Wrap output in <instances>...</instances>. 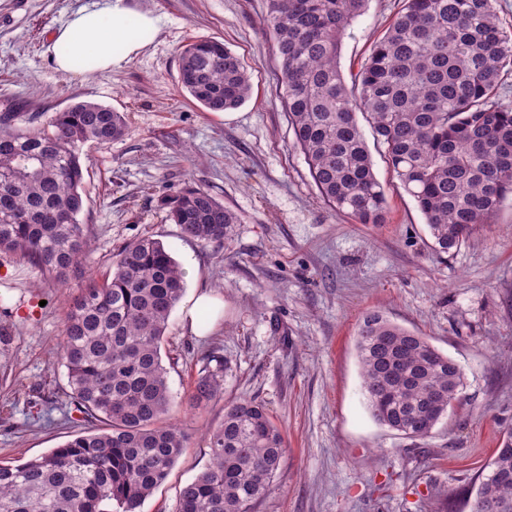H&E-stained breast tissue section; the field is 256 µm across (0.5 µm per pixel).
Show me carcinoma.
<instances>
[{"mask_svg": "<svg viewBox=\"0 0 512 512\" xmlns=\"http://www.w3.org/2000/svg\"><path fill=\"white\" fill-rule=\"evenodd\" d=\"M497 0H405L349 85L338 65L341 38L366 0H268L266 26L281 64L294 143L322 198L361 224H382L386 198L358 117L425 218L435 248L458 249L512 193V104L498 90L512 68V33ZM179 82L205 111L243 105L250 77L224 42L183 46ZM0 114V252L44 281L84 283L65 315L60 363L70 409L84 431L17 465L0 464V512H140L171 473L186 434L166 421L172 407L161 347L184 292L170 250L150 236L123 245L103 279L92 271L81 147L128 133L127 114L78 102L37 126ZM181 237L229 238L238 216L210 192L160 198ZM362 390L373 418L412 439L429 437L461 400V366L428 340L369 314L357 339ZM197 401L222 390L213 356ZM281 430L265 406L239 399L210 436L211 463L178 494L176 512H252L281 470ZM479 483L471 512H512V429Z\"/></svg>", "mask_w": 512, "mask_h": 512, "instance_id": "1", "label": "carcinoma"}]
</instances>
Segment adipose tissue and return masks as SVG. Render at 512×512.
<instances>
[{
  "label": "adipose tissue",
  "instance_id": "adipose-tissue-1",
  "mask_svg": "<svg viewBox=\"0 0 512 512\" xmlns=\"http://www.w3.org/2000/svg\"><path fill=\"white\" fill-rule=\"evenodd\" d=\"M157 29L156 18L131 11L123 0H96L57 31L54 61L64 73L90 75L128 61Z\"/></svg>",
  "mask_w": 512,
  "mask_h": 512
}]
</instances>
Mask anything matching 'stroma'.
I'll use <instances>...</instances> for the list:
<instances>
[{
    "instance_id": "1",
    "label": "stroma",
    "mask_w": 512,
    "mask_h": 512,
    "mask_svg": "<svg viewBox=\"0 0 512 512\" xmlns=\"http://www.w3.org/2000/svg\"><path fill=\"white\" fill-rule=\"evenodd\" d=\"M88 0H0V113L46 123L89 101L127 113L129 133L84 145L82 223L92 263L106 272L126 242L171 247L185 297L209 289L218 320L196 331L175 307L162 348L172 413L187 434L167 480L141 512H175L177 496L210 464L209 433L224 407L253 397L286 440V458L254 512H470L476 477L512 428V197L450 254L435 250L414 199L398 188L376 142L368 147L386 221L361 224L325 205L283 103L278 54L264 25L268 0H125L159 18L149 43L90 76L54 62V32ZM403 0H368L342 39L343 75L357 73ZM215 37L241 60L252 95L232 113L205 112L179 83V52ZM201 187L240 222L220 244L182 238L159 199ZM80 284L44 285L37 269L0 253V464L65 444L82 426L66 405L57 361L64 314ZM426 336L465 372L463 406L423 440L377 423L356 353L366 316ZM224 357L223 391L199 403L208 354Z\"/></svg>"
}]
</instances>
